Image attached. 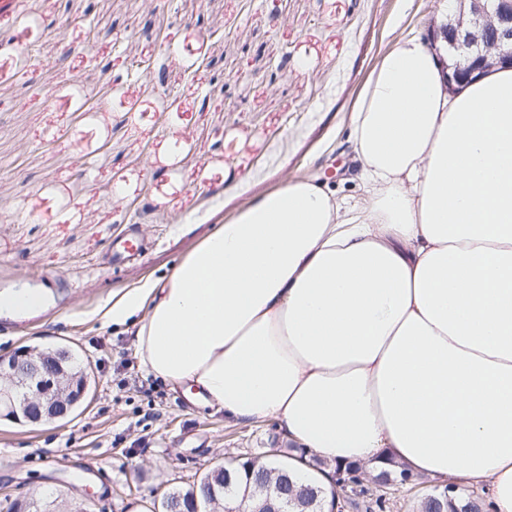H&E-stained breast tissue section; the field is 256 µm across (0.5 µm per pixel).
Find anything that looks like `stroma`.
<instances>
[{
	"label": "stroma",
	"instance_id": "obj_1",
	"mask_svg": "<svg viewBox=\"0 0 512 512\" xmlns=\"http://www.w3.org/2000/svg\"><path fill=\"white\" fill-rule=\"evenodd\" d=\"M448 0H13L0 12V353L72 347L91 363L64 422L0 419V501L160 512L229 458L288 453L276 421L237 423L148 373L112 303L167 278L205 238L288 180L356 203L351 112L381 54ZM31 55L19 67L21 54ZM166 68L171 91L134 69ZM135 239L136 260L112 249ZM416 512L432 480L383 488Z\"/></svg>",
	"mask_w": 512,
	"mask_h": 512
}]
</instances>
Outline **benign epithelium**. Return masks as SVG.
Wrapping results in <instances>:
<instances>
[{"label":"benign epithelium","instance_id":"benign-epithelium-1","mask_svg":"<svg viewBox=\"0 0 512 512\" xmlns=\"http://www.w3.org/2000/svg\"><path fill=\"white\" fill-rule=\"evenodd\" d=\"M454 2L448 20L423 37L436 53L439 41L446 43L448 57L440 61L451 92L495 67H512V0ZM75 360L66 346L55 348L49 360L28 347L0 354V416L27 423L68 418L90 383L86 365L82 380L71 377Z\"/></svg>","mask_w":512,"mask_h":512}]
</instances>
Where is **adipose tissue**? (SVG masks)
Instances as JSON below:
<instances>
[{"mask_svg": "<svg viewBox=\"0 0 512 512\" xmlns=\"http://www.w3.org/2000/svg\"><path fill=\"white\" fill-rule=\"evenodd\" d=\"M351 129L360 203L286 183L106 316L149 304L146 369L228 419L512 512V69L452 93L406 34Z\"/></svg>", "mask_w": 512, "mask_h": 512, "instance_id": "ef3b65f1", "label": "adipose tissue"}]
</instances>
